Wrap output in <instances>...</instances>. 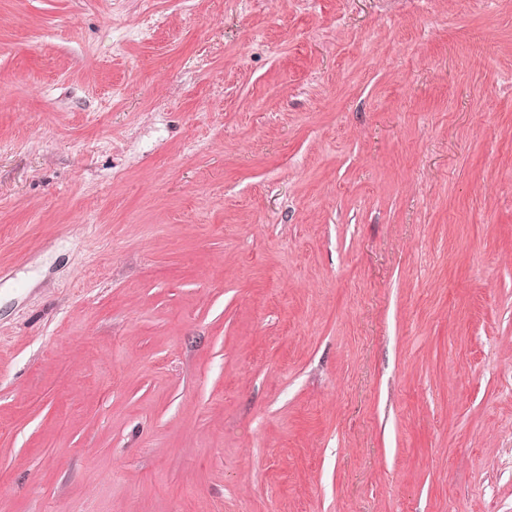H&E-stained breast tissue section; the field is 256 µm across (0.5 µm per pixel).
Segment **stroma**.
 Listing matches in <instances>:
<instances>
[{
  "label": "stroma",
  "mask_w": 512,
  "mask_h": 512,
  "mask_svg": "<svg viewBox=\"0 0 512 512\" xmlns=\"http://www.w3.org/2000/svg\"><path fill=\"white\" fill-rule=\"evenodd\" d=\"M0 512H512V0H0Z\"/></svg>",
  "instance_id": "obj_1"
}]
</instances>
